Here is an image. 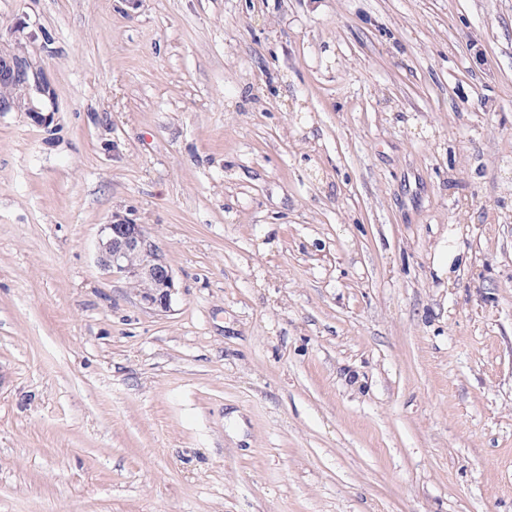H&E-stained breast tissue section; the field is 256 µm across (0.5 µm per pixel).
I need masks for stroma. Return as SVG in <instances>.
<instances>
[{"label": "stroma", "mask_w": 512, "mask_h": 512, "mask_svg": "<svg viewBox=\"0 0 512 512\" xmlns=\"http://www.w3.org/2000/svg\"><path fill=\"white\" fill-rule=\"evenodd\" d=\"M0 512H512V0H0ZM144 225L171 309L96 259ZM19 74L10 83L11 92L0 97V112H26L36 123L47 127V116L42 113L45 99L52 100V88L45 70L33 62L22 48H7L0 41V74Z\"/></svg>", "instance_id": "stroma-1"}]
</instances>
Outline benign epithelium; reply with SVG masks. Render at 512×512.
I'll use <instances>...</instances> for the list:
<instances>
[{"label": "benign epithelium", "instance_id": "7a95c632", "mask_svg": "<svg viewBox=\"0 0 512 512\" xmlns=\"http://www.w3.org/2000/svg\"><path fill=\"white\" fill-rule=\"evenodd\" d=\"M1 72H12L18 79L10 83V94L0 97V112H25L36 123L47 125L42 103L53 95L44 68L24 50L0 43ZM98 263L135 288L144 306L158 312L170 310L176 292L174 273L142 225L125 217L103 225Z\"/></svg>", "mask_w": 512, "mask_h": 512}]
</instances>
